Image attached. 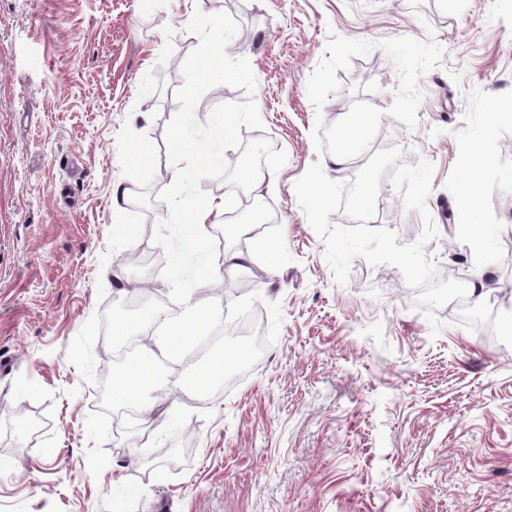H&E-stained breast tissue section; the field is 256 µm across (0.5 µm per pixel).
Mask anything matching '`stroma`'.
<instances>
[{"instance_id": "35a3bbf8", "label": "stroma", "mask_w": 512, "mask_h": 512, "mask_svg": "<svg viewBox=\"0 0 512 512\" xmlns=\"http://www.w3.org/2000/svg\"><path fill=\"white\" fill-rule=\"evenodd\" d=\"M230 58L248 59L261 128L287 155L274 189L204 179L223 202L207 230L246 247L234 289L281 306L277 341L228 388L177 386L185 363L157 357L153 415L117 419L112 313L124 298L134 340L154 345L176 312L152 242L174 170L166 129L199 37L195 11L225 0H0V512H512V0H236ZM369 141L336 167L340 125ZM481 146L474 207L460 147ZM434 168L425 248L439 280L486 265V299L436 309L433 331L392 265L355 258L338 285L295 183L313 163L351 182L378 150ZM142 194L112 207V186ZM461 212L469 238L449 212ZM259 225L228 238L226 221ZM372 227L418 240L420 214L382 177ZM141 249L137 262L127 253Z\"/></svg>"}]
</instances>
